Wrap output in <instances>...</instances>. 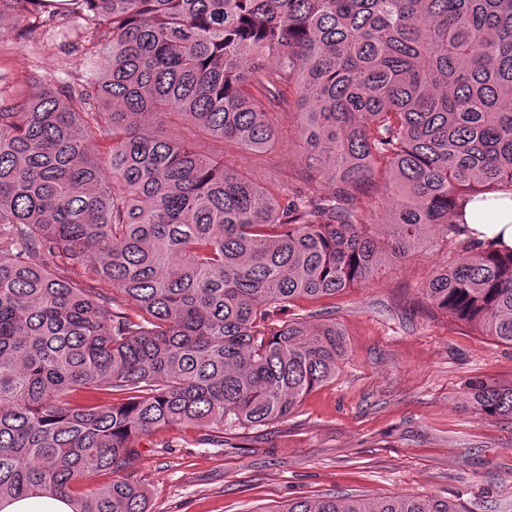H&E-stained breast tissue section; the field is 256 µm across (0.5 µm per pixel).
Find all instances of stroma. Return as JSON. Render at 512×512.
<instances>
[{
    "mask_svg": "<svg viewBox=\"0 0 512 512\" xmlns=\"http://www.w3.org/2000/svg\"><path fill=\"white\" fill-rule=\"evenodd\" d=\"M0 26V88L32 72L79 78L84 55L58 39L19 43ZM265 186L288 183L295 134L255 155L225 147ZM439 254L423 245L370 286L301 300L285 318H335L346 356L335 380L288 419L208 444L203 431L167 429L141 441L134 475L150 512H276L285 501L326 495L449 497L467 512H512V419L474 412L467 385L512 381V346L433 314L421 290Z\"/></svg>",
    "mask_w": 512,
    "mask_h": 512,
    "instance_id": "35a3bbf8",
    "label": "stroma"
}]
</instances>
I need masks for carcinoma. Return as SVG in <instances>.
Returning a JSON list of instances; mask_svg holds the SVG:
<instances>
[{
    "label": "carcinoma",
    "mask_w": 512,
    "mask_h": 512,
    "mask_svg": "<svg viewBox=\"0 0 512 512\" xmlns=\"http://www.w3.org/2000/svg\"><path fill=\"white\" fill-rule=\"evenodd\" d=\"M66 2L80 78L0 95V510L37 495L149 512L141 439L194 426L222 446L288 418L346 349L336 319L280 315L430 239L450 256L424 298L512 345V250L466 221L512 200V0ZM58 16L0 0L24 37ZM292 113L301 186L272 191L201 146L265 153ZM469 389L476 413L512 418V382ZM281 512L465 510L402 494Z\"/></svg>",
    "instance_id": "1"
}]
</instances>
